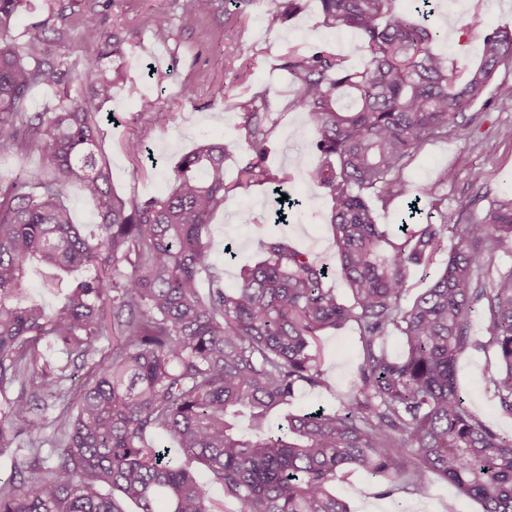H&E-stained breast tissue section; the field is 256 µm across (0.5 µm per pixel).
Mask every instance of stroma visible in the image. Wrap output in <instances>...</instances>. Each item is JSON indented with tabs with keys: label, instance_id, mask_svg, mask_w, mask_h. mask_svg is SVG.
<instances>
[{
	"label": "stroma",
	"instance_id": "stroma-1",
	"mask_svg": "<svg viewBox=\"0 0 512 512\" xmlns=\"http://www.w3.org/2000/svg\"><path fill=\"white\" fill-rule=\"evenodd\" d=\"M236 0H219L218 12L204 16L186 29L181 16L188 0H98L97 8L105 24L124 40L121 53L105 61L117 72L118 81L112 99L102 104L97 119L102 130L101 153L112 169V186L124 196L142 200L170 191L172 170L179 158L203 140L223 143L228 154L225 175L235 180L240 164L246 160L241 119L233 104L239 96L268 90L274 105L282 112L269 136L266 165L277 176L288 179V190L299 204L289 213V221H274V196L270 184H256L235 190L224 209L209 226V240L215 263L224 269V285L236 287L243 266L259 259L255 233L265 230L288 237L299 249L330 269L329 285L345 293L346 285L336 263V254L328 231L327 217L331 201L325 191L308 179L309 170L318 161L312 147L314 134L305 115L284 111L291 98L288 75L279 67L288 49L302 52L328 49L344 58L347 67L363 68L365 60L356 52L359 41L352 30L323 26L318 0H301V10L279 30L268 31L264 16L273 0H251L237 8ZM432 27L439 36L433 44L436 52L447 56L458 76H466L479 62L483 41L480 30L462 28L463 17L483 19L485 27L512 30V0H434ZM88 0H31L13 21L11 35L23 45L25 29L43 20L66 29L69 40L54 45L55 54L64 62L74 80L70 91L83 93L75 77L82 68L83 50L78 36ZM169 19L165 38L155 36L151 19L156 11ZM190 85L194 93L183 98L180 89ZM155 99L169 120L158 128L150 115L140 110L141 97ZM472 110L477 115L474 144L451 137L423 144L406 171L413 187L435 183L444 168L456 176L443 186L448 196V213L456 215L470 207L472 215L483 217L486 202H474L471 173H485L484 189L489 195L512 193V143L497 139L493 131L512 124V62L500 65L490 84ZM142 140L147 155L135 160L123 145L127 140ZM322 368L336 390L326 396L300 389L288 410L305 413L319 407H339L351 389L360 362V345L355 329L330 330L320 340ZM496 368L492 352L471 351L457 364L458 383L469 394V406L500 431L512 434V417L503 415L487 391ZM338 497L351 512H395L403 502L407 512H481L473 500L461 497L447 482L434 481L428 496H403L402 500L379 497L380 483L371 475L354 471L339 475L333 485Z\"/></svg>",
	"mask_w": 512,
	"mask_h": 512
}]
</instances>
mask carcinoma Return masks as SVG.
Here are the masks:
<instances>
[{
	"label": "carcinoma",
	"mask_w": 512,
	"mask_h": 512,
	"mask_svg": "<svg viewBox=\"0 0 512 512\" xmlns=\"http://www.w3.org/2000/svg\"><path fill=\"white\" fill-rule=\"evenodd\" d=\"M29 0H0V153L31 146L50 174L27 192L19 172L0 179V395L5 421L0 448L21 437L27 454L0 485V512H213L210 491L188 470L196 463L224 490L237 512H350L330 490L338 473L363 470L382 492L428 495L432 480L450 482L481 512H512V435L474 413L457 385L459 358L492 349L490 378L499 409L512 415V269L493 275L497 253H512V197L482 192L472 173V203L485 216L448 223V196L436 194L454 174L439 173L422 190L438 222H416L419 197L404 170L427 141L469 137L467 115L500 64L512 59V32L487 30L480 62L460 80L432 49L429 0L410 13L393 0H319L323 23L358 34L368 61L361 70L327 50L295 49L280 68L294 87L289 106L304 112L319 155L310 181L331 198L329 230L349 299L327 285L325 265L287 237L258 233L259 261L241 270L235 288L207 240L212 215L233 191L255 182L283 184L263 165L276 124L267 92L234 104L248 159L225 179L226 153L204 142L173 170L172 191L139 200L116 194L98 156L100 127L91 103L71 96L63 61L46 53L66 31L43 21L23 32L16 49L11 23ZM216 0H188L182 26L215 10ZM300 0H280L265 14L279 29ZM85 64L77 81L96 97L111 95L103 48L117 51L94 7L79 33ZM33 85L60 91L50 111L29 112ZM78 184L98 203L96 230L74 223L63 197ZM408 199L400 233L378 223L371 202ZM454 240L448 247V240ZM448 260L429 286L403 304L410 273ZM47 271L59 304L25 302L29 270ZM86 278L69 280L77 268ZM206 274L208 293L200 292ZM483 336H471L472 313ZM357 326L362 362L341 409L293 414L273 425V412L302 387L333 393L321 369L324 332ZM394 331L406 353L384 349ZM112 337L104 354L102 338ZM50 344L66 355L53 364ZM91 365L85 383L69 386L71 363ZM21 392L8 397L14 385ZM61 407L52 421L41 397ZM246 413L250 430L238 427ZM59 441L44 452L46 428ZM177 444L149 440L156 431Z\"/></svg>",
	"instance_id": "obj_1"
}]
</instances>
